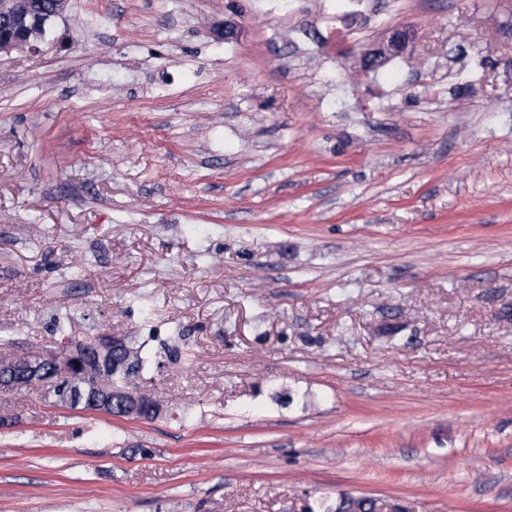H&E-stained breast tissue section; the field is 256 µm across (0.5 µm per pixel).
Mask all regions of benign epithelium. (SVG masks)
<instances>
[{"mask_svg": "<svg viewBox=\"0 0 512 512\" xmlns=\"http://www.w3.org/2000/svg\"><path fill=\"white\" fill-rule=\"evenodd\" d=\"M11 0H0V20L4 31H0V53L28 45L23 32L29 25L28 16L10 7ZM415 39V33L408 27H396L389 32L387 41L391 51L401 53L409 42ZM94 347L85 340L66 341L56 349L50 350L33 361L27 357H4L0 359L10 369L8 387L22 389L36 382L44 383L48 379L59 380L73 377L72 367H94L100 371L118 365L111 360L112 354L127 347L121 336L102 335L96 337ZM111 402L118 403L125 412L132 416H152L160 413V405L146 393L137 388L112 393Z\"/></svg>", "mask_w": 512, "mask_h": 512, "instance_id": "1", "label": "benign epithelium"}]
</instances>
